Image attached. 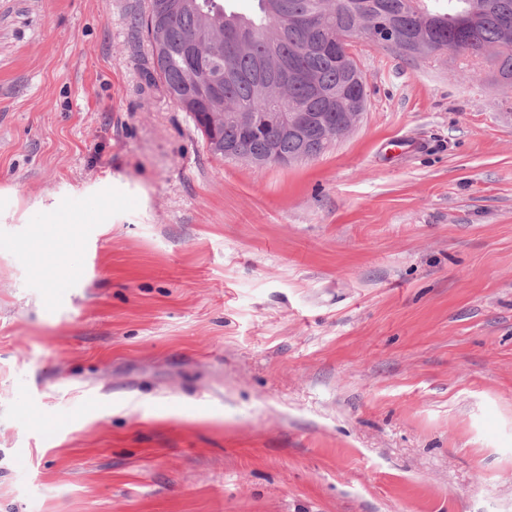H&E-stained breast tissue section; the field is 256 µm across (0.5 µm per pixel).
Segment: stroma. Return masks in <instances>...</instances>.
<instances>
[{"label": "stroma", "mask_w": 512, "mask_h": 512, "mask_svg": "<svg viewBox=\"0 0 512 512\" xmlns=\"http://www.w3.org/2000/svg\"><path fill=\"white\" fill-rule=\"evenodd\" d=\"M145 2L0 0V512H512V88L359 38L353 129L257 169Z\"/></svg>", "instance_id": "obj_1"}]
</instances>
